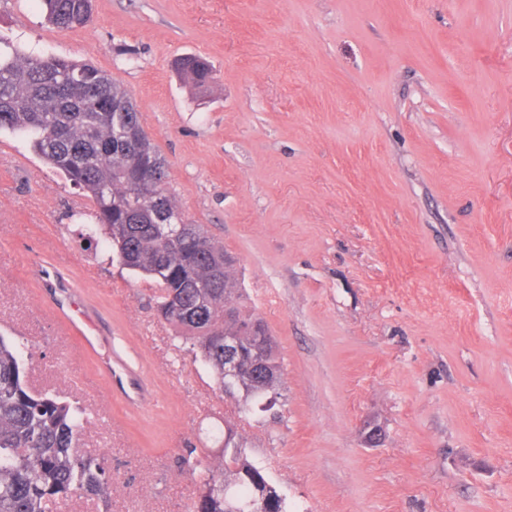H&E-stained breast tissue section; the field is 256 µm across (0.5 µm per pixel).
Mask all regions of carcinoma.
I'll return each mask as SVG.
<instances>
[{
    "label": "carcinoma",
    "mask_w": 512,
    "mask_h": 512,
    "mask_svg": "<svg viewBox=\"0 0 512 512\" xmlns=\"http://www.w3.org/2000/svg\"><path fill=\"white\" fill-rule=\"evenodd\" d=\"M46 20L62 29L86 26L92 0H38ZM197 87L209 80L204 63L182 67ZM131 94L105 71L56 56L24 54L0 40V131L22 132L31 150L60 171L94 204L91 223L130 271L153 283L165 320L190 342L215 373L219 387L241 396L244 410L278 395L267 383L229 386L224 379V308L256 316L235 290L233 260L201 224L176 223L178 208L166 188L153 195L135 183L143 166L167 165L147 139L123 141L142 117ZM129 104L123 112L112 106ZM85 411L49 391L32 390L18 345L0 335V512H53L74 496L106 500L112 478L104 460L87 454L80 436ZM185 465L199 476L202 495L190 512H224V497L252 498L262 512H287L286 498L241 449L213 468L201 459Z\"/></svg>",
    "instance_id": "carcinoma-1"
}]
</instances>
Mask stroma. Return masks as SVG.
Wrapping results in <instances>:
<instances>
[{
  "instance_id": "stroma-1",
  "label": "stroma",
  "mask_w": 512,
  "mask_h": 512,
  "mask_svg": "<svg viewBox=\"0 0 512 512\" xmlns=\"http://www.w3.org/2000/svg\"><path fill=\"white\" fill-rule=\"evenodd\" d=\"M0 38L130 91L283 367L275 408L240 414L77 223L89 199L1 133L0 333L31 387L93 413L82 447L112 475L108 503L58 512H188L184 460L218 464L226 424L288 512H512V0H94L72 30L0 0ZM46 263L85 289L121 381L54 315Z\"/></svg>"
}]
</instances>
